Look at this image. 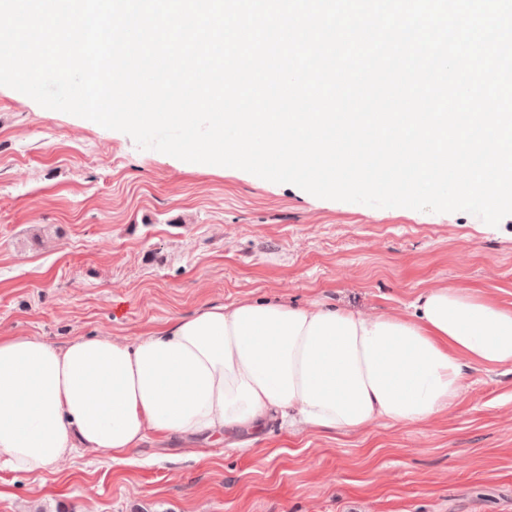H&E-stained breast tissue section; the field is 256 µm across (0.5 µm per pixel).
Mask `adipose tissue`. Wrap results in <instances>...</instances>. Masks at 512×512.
I'll list each match as a JSON object with an SVG mask.
<instances>
[{"instance_id":"obj_1","label":"adipose tissue","mask_w":512,"mask_h":512,"mask_svg":"<svg viewBox=\"0 0 512 512\" xmlns=\"http://www.w3.org/2000/svg\"><path fill=\"white\" fill-rule=\"evenodd\" d=\"M408 313L244 298L128 341L56 347L0 336V461L50 471L73 449L123 461L147 435L350 434L427 422L457 403L468 370L512 365V310L454 286Z\"/></svg>"}]
</instances>
